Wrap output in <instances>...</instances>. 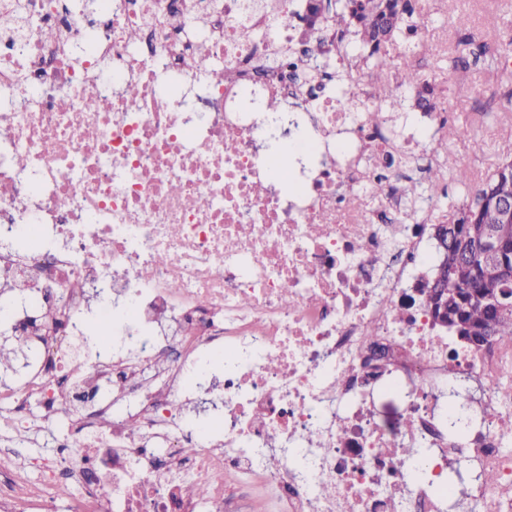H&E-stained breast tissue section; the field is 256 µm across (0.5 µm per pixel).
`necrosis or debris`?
<instances>
[{
    "label": "necrosis or debris",
    "mask_w": 512,
    "mask_h": 512,
    "mask_svg": "<svg viewBox=\"0 0 512 512\" xmlns=\"http://www.w3.org/2000/svg\"><path fill=\"white\" fill-rule=\"evenodd\" d=\"M75 2L0 0V305L35 353L8 397L68 405L82 441L38 484L1 446L0 512H60L64 485L67 512H512V350L458 344L422 302L439 211L405 177L445 168L447 114L365 123L361 54L331 30L313 68L288 0ZM107 298L116 344L79 353ZM456 390L482 420L452 435ZM461 461L480 477L447 491ZM376 409L381 425L392 431L403 429L407 402L402 396L391 392L383 393L376 400Z\"/></svg>",
    "instance_id": "4bbe7bcc"
}]
</instances>
